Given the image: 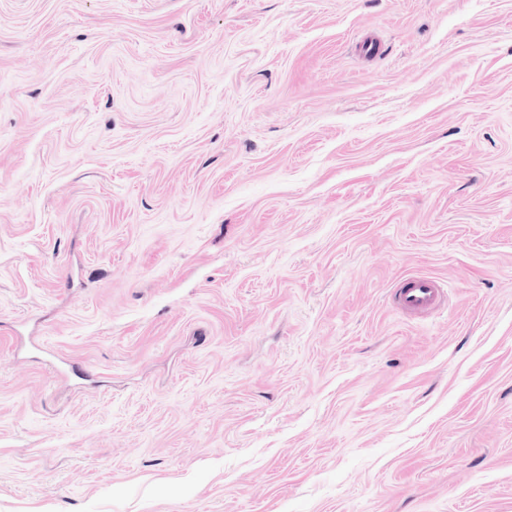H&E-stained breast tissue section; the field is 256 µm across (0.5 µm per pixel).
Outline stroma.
Instances as JSON below:
<instances>
[{"mask_svg": "<svg viewBox=\"0 0 512 512\" xmlns=\"http://www.w3.org/2000/svg\"><path fill=\"white\" fill-rule=\"evenodd\" d=\"M0 512H512V0H0ZM392 297L397 306L404 310L430 312L445 302L447 289L432 277L414 274L398 283Z\"/></svg>", "mask_w": 512, "mask_h": 512, "instance_id": "stroma-1", "label": "stroma"}]
</instances>
